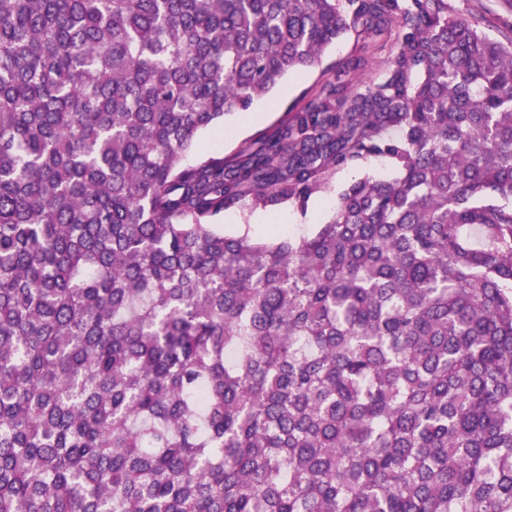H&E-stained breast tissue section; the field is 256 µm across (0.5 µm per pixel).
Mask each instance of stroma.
<instances>
[{"label": "stroma", "instance_id": "35a3bbf8", "mask_svg": "<svg viewBox=\"0 0 512 512\" xmlns=\"http://www.w3.org/2000/svg\"><path fill=\"white\" fill-rule=\"evenodd\" d=\"M448 3L454 12L462 15L482 13L488 21L486 32L494 38L499 35L501 21L512 22V0H448ZM364 52L371 55L372 63L353 73L348 89L352 92L360 91L366 85L378 81L384 74L389 46L383 45L381 40H366L356 32H348L326 51L321 65L289 73L267 97L253 102V110L263 114L260 121L244 124L242 114L238 113L227 116L222 127L201 132L198 138L201 151L221 153L229 158L245 147L257 146L267 134L286 121L288 113L300 110L319 96L326 83L333 80L339 67ZM228 128L234 130V137H225L224 131ZM396 174L397 170L390 159L372 158L359 166L336 170L327 187L317 192V199L325 203L317 223H308L306 209L296 204H288L287 210L297 217L304 234L311 235L318 231L321 224L331 219L339 195L354 181L366 176L388 180Z\"/></svg>", "mask_w": 512, "mask_h": 512}]
</instances>
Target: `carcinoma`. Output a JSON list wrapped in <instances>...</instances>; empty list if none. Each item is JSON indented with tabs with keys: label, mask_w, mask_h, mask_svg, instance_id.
Wrapping results in <instances>:
<instances>
[{
	"label": "carcinoma",
	"mask_w": 512,
	"mask_h": 512,
	"mask_svg": "<svg viewBox=\"0 0 512 512\" xmlns=\"http://www.w3.org/2000/svg\"><path fill=\"white\" fill-rule=\"evenodd\" d=\"M448 0H0V512H512V27ZM381 80L184 162L349 29ZM387 157L312 236H226Z\"/></svg>",
	"instance_id": "carcinoma-1"
}]
</instances>
